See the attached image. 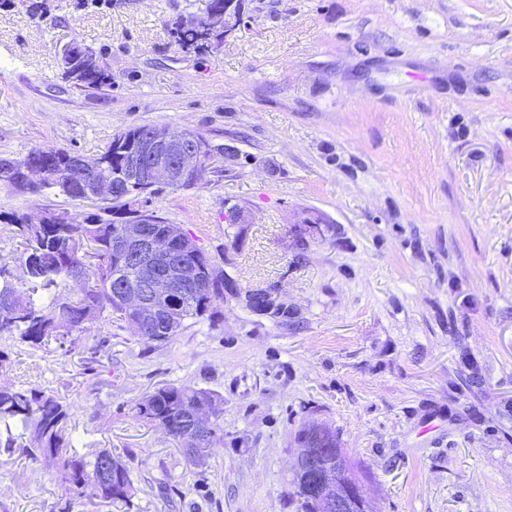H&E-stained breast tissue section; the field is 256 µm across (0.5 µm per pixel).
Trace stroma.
<instances>
[{"mask_svg":"<svg viewBox=\"0 0 512 512\" xmlns=\"http://www.w3.org/2000/svg\"><path fill=\"white\" fill-rule=\"evenodd\" d=\"M202 5L0 0V157L143 124L226 149L151 203L230 280L212 318L162 347L107 322L69 353L0 335V386L55 394L80 451L128 459L129 508L88 489L74 512H296L312 421L376 512H512V0H242L219 50L182 51L171 23ZM71 41L107 85L62 78ZM52 210L91 206L0 184V265L24 250L10 216ZM173 383L223 400L204 467L133 416ZM63 502L52 464L0 448V512Z\"/></svg>","mask_w":512,"mask_h":512,"instance_id":"35a3bbf8","label":"stroma"}]
</instances>
